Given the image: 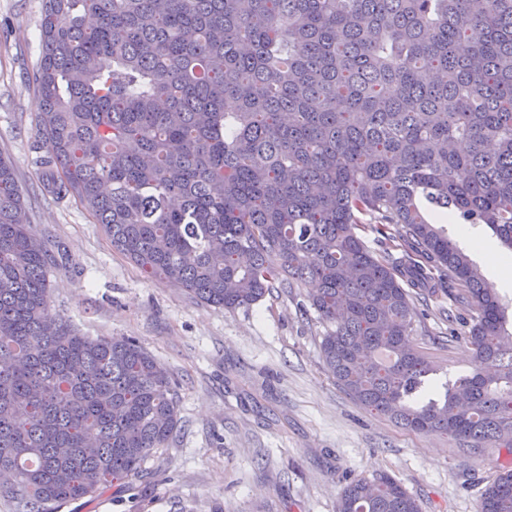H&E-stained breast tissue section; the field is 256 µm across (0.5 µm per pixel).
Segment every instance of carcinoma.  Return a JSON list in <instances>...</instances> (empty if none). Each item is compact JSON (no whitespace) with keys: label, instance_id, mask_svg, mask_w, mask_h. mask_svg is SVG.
Wrapping results in <instances>:
<instances>
[{"label":"carcinoma","instance_id":"cac0c4a2","mask_svg":"<svg viewBox=\"0 0 512 512\" xmlns=\"http://www.w3.org/2000/svg\"><path fill=\"white\" fill-rule=\"evenodd\" d=\"M42 188L73 197L147 279L226 311L314 283L322 360L360 405L470 452L512 447V329L433 215L512 250V0H43ZM402 255H376L361 217ZM53 256L0 156V498L61 512L122 489L179 428L132 337L51 309ZM455 285L470 374L439 386L411 289ZM337 512H420L393 476ZM512 512V469L480 495Z\"/></svg>","mask_w":512,"mask_h":512}]
</instances>
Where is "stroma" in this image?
Returning a JSON list of instances; mask_svg holds the SVG:
<instances>
[{
  "instance_id": "stroma-1",
  "label": "stroma",
  "mask_w": 512,
  "mask_h": 512,
  "mask_svg": "<svg viewBox=\"0 0 512 512\" xmlns=\"http://www.w3.org/2000/svg\"><path fill=\"white\" fill-rule=\"evenodd\" d=\"M42 0H0V156L24 196L32 230L54 262L52 304L80 335L131 336L176 380L179 429L147 461L142 479L120 494L77 501L61 512H336L343 476L387 473L421 512H479L480 493L512 451L460 449L441 433H415L363 408L324 366V332L306 287L275 289L233 312L143 277L113 250L78 200L41 189L36 135L40 100L31 82L40 56ZM475 251L489 287L512 305V281L498 261L512 250L482 227L452 224ZM442 296L421 305L417 350L438 365L436 383L469 374L472 352L449 339Z\"/></svg>"
}]
</instances>
